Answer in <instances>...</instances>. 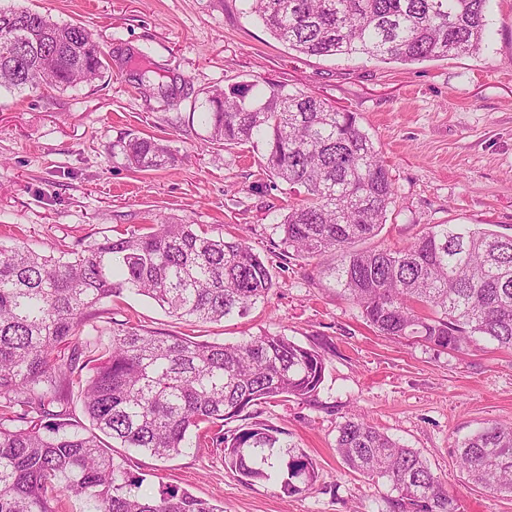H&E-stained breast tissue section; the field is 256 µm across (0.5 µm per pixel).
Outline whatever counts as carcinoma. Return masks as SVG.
Returning a JSON list of instances; mask_svg holds the SVG:
<instances>
[{"label": "carcinoma", "instance_id": "obj_1", "mask_svg": "<svg viewBox=\"0 0 512 512\" xmlns=\"http://www.w3.org/2000/svg\"><path fill=\"white\" fill-rule=\"evenodd\" d=\"M246 2L300 54L411 64L480 52L491 0ZM105 59L83 26L23 5L0 8V88L67 90L103 76ZM136 82L143 95L173 102L172 89L148 72ZM202 107L211 142L250 146L284 186L283 258L320 260L336 296L379 333L439 351L512 348V235L432 224L401 247L366 246L396 191L356 113L276 80L255 94L215 89ZM112 158L139 172L175 162L162 140L131 133L112 142ZM272 288L270 268L243 239L201 225L149 224L48 253L20 240L0 245V512H62L69 494L95 512H224L186 491H142L143 479L105 443L170 460L189 447L192 428L195 447L210 449L242 482L269 480L283 467V493L311 490L317 472L306 455L274 462L278 431L224 424L259 401L314 397L322 352L279 335L226 344L91 322L98 305L126 291L170 317L220 322L248 315ZM75 387L88 428L69 418ZM454 448L467 482L512 495L511 426L491 424ZM336 449L351 472L390 484V512H457L420 453L364 416L341 424Z\"/></svg>", "mask_w": 512, "mask_h": 512}]
</instances>
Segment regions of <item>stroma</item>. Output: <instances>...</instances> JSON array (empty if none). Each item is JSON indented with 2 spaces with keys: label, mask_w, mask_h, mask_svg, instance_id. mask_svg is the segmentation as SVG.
Listing matches in <instances>:
<instances>
[{
  "label": "stroma",
  "mask_w": 512,
  "mask_h": 512,
  "mask_svg": "<svg viewBox=\"0 0 512 512\" xmlns=\"http://www.w3.org/2000/svg\"><path fill=\"white\" fill-rule=\"evenodd\" d=\"M54 20L89 29L110 69L63 92L0 93V238L37 249L117 236L159 221L243 236L273 274L264 302L213 324L166 316L135 294L107 304L131 326L214 342L283 335L325 355L308 401L250 407L318 472L310 492L284 495L280 475L242 483L220 458L188 448L163 461L131 448L112 454L142 488L168 486L224 512H387L388 486L351 473L336 452L340 425L359 412L418 450L458 500V512H512V496L466 483L457 440L512 423V350L483 344L440 352L380 334L339 299L313 260H282L278 224L288 197L246 147L207 141L193 122L206 92L277 79L355 112L382 151L396 190L376 247L412 241L431 224H468L512 235V0H491L490 39L473 55L414 64L307 57L274 39L245 0H27ZM144 70L177 88V106L143 96ZM158 139L173 167L133 172L112 143Z\"/></svg>",
  "instance_id": "35a3bbf8"
}]
</instances>
